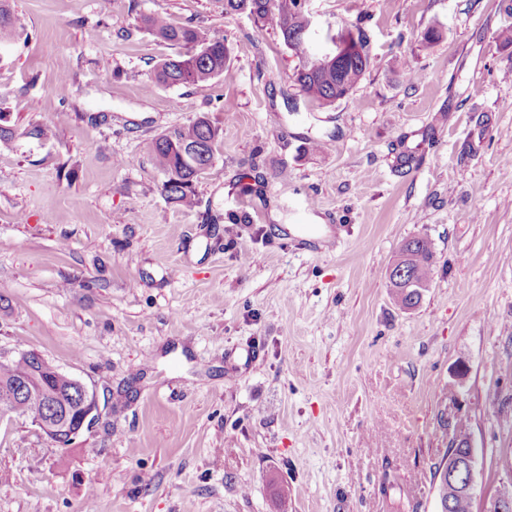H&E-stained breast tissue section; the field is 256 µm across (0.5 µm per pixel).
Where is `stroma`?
I'll use <instances>...</instances> for the list:
<instances>
[{
    "instance_id": "1",
    "label": "stroma",
    "mask_w": 512,
    "mask_h": 512,
    "mask_svg": "<svg viewBox=\"0 0 512 512\" xmlns=\"http://www.w3.org/2000/svg\"><path fill=\"white\" fill-rule=\"evenodd\" d=\"M10 7L0 353L38 350L99 409L66 447L0 428V512H437L462 419L478 494L512 476V0H308L310 58L369 38L324 107L218 0ZM156 12L223 39V75L151 85ZM201 113L224 133L185 208L149 144ZM419 236L432 284L404 310L386 272Z\"/></svg>"
}]
</instances>
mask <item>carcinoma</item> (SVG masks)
I'll return each mask as SVG.
<instances>
[{"mask_svg":"<svg viewBox=\"0 0 512 512\" xmlns=\"http://www.w3.org/2000/svg\"><path fill=\"white\" fill-rule=\"evenodd\" d=\"M224 13H247L261 25L283 39L284 44L304 59L294 74V81L310 102L331 105L348 96L361 81L370 64L365 30L357 26L338 38L335 54L313 61L306 60L307 46L292 40L309 23L306 12L296 8L295 0H219ZM142 28L154 38L177 48L175 55L162 59L154 69L155 81L166 86L207 82L224 74L228 54L224 41L211 38L191 23H175L168 15L154 13L140 17ZM19 36L9 0H0V48L11 46ZM6 102L0 100V148L11 146L15 131L5 121ZM223 129L202 114L184 126L176 127L155 137L150 145L154 164L164 176L162 192L166 198L182 207L195 203V184L216 159V146ZM394 262L407 266L420 291L404 292L389 283L391 295H402L404 308L416 307L421 292L430 288L433 271L432 243L425 237L406 240L399 248ZM27 372V361L16 355L8 364L0 363V388L10 386ZM43 377L49 387L65 395L69 388L67 375L47 361ZM14 415L21 419L44 418L45 405L38 394L23 395L11 402ZM438 512H471L467 498L448 502V493H438Z\"/></svg>","mask_w":512,"mask_h":512,"instance_id":"carcinoma-1","label":"carcinoma"}]
</instances>
